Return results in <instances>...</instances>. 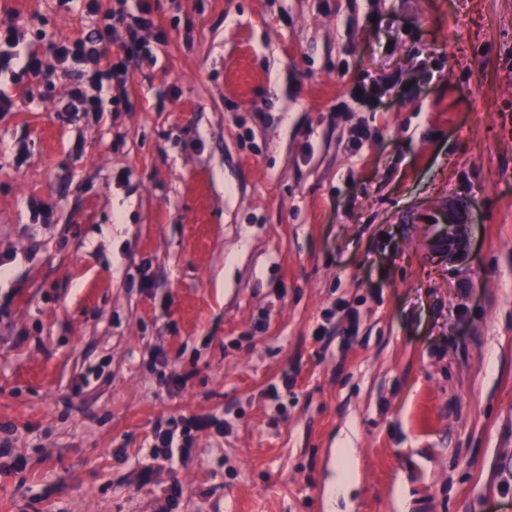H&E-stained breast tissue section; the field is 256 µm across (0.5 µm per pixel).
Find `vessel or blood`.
Returning <instances> with one entry per match:
<instances>
[{"mask_svg":"<svg viewBox=\"0 0 512 512\" xmlns=\"http://www.w3.org/2000/svg\"><path fill=\"white\" fill-rule=\"evenodd\" d=\"M471 210L468 201L451 195L417 214L414 221L428 227L431 249L459 254L465 248Z\"/></svg>","mask_w":512,"mask_h":512,"instance_id":"vessel-or-blood-1","label":"vessel or blood"}]
</instances>
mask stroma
<instances>
[{
	"label": "stroma",
	"mask_w": 512,
	"mask_h": 512,
	"mask_svg": "<svg viewBox=\"0 0 512 512\" xmlns=\"http://www.w3.org/2000/svg\"><path fill=\"white\" fill-rule=\"evenodd\" d=\"M149 2L62 113L48 43L116 0H0L43 61L0 73V512H512V0ZM448 194L459 258L412 221ZM171 415L224 428L142 484ZM119 1L117 10L107 15L112 21L99 30L94 38L77 40L73 43L52 42L53 51L59 64L68 69L70 64L80 66L77 70V83L69 92V101L63 110H79L78 105L83 107V112L100 111V102L96 96L88 97L84 92V85L89 82L94 89L102 85L104 79L111 81L116 79L125 83L129 72L125 60L112 62L109 58L105 45L118 27L125 31L124 47L127 52L126 58L135 56H151L158 46L167 43V33L156 27L151 17V7L144 2L138 14L127 12L123 7L127 0ZM120 1H124L123 3ZM154 29V31H153ZM145 33H153V43L145 36Z\"/></svg>",
	"instance_id": "stroma-1"
}]
</instances>
